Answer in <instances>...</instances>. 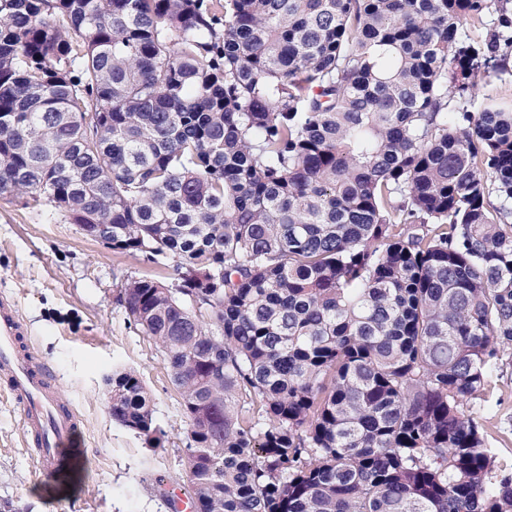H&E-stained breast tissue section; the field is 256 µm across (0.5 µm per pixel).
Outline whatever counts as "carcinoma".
<instances>
[{
    "label": "carcinoma",
    "mask_w": 512,
    "mask_h": 512,
    "mask_svg": "<svg viewBox=\"0 0 512 512\" xmlns=\"http://www.w3.org/2000/svg\"><path fill=\"white\" fill-rule=\"evenodd\" d=\"M508 2L0 0V199L166 270L194 512H512V108L461 107ZM112 421L163 436L131 370ZM504 364L496 372L490 398L494 402L501 399V406L488 410L480 411L474 416L484 426L487 431L489 442L493 448H499L503 453L509 455L512 448V436L502 437L498 433L497 427L505 420H511L512 423V363L506 355Z\"/></svg>",
    "instance_id": "obj_1"
}]
</instances>
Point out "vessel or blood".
<instances>
[{
  "instance_id": "obj_1",
  "label": "vessel or blood",
  "mask_w": 512,
  "mask_h": 512,
  "mask_svg": "<svg viewBox=\"0 0 512 512\" xmlns=\"http://www.w3.org/2000/svg\"><path fill=\"white\" fill-rule=\"evenodd\" d=\"M0 382L21 409L29 444L37 450L38 471L59 472L66 459L79 454L74 437L80 417L62 399L30 342L17 300L7 295L0 297Z\"/></svg>"
}]
</instances>
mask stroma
I'll use <instances>...</instances> for the list:
<instances>
[{
	"label": "stroma",
	"mask_w": 512,
	"mask_h": 512,
	"mask_svg": "<svg viewBox=\"0 0 512 512\" xmlns=\"http://www.w3.org/2000/svg\"><path fill=\"white\" fill-rule=\"evenodd\" d=\"M163 278L142 257L113 252L52 216L50 207L0 200V295L16 298L36 353L83 419V459L60 481L36 471L21 412L0 384V512H168L158 490L186 480L188 424L160 350L128 321L121 302L128 279ZM134 370L149 392L165 437L160 446L113 422L106 380ZM478 412L492 447L512 451L498 432L512 421V363L496 373Z\"/></svg>",
	"instance_id": "35a3bbf8"
}]
</instances>
